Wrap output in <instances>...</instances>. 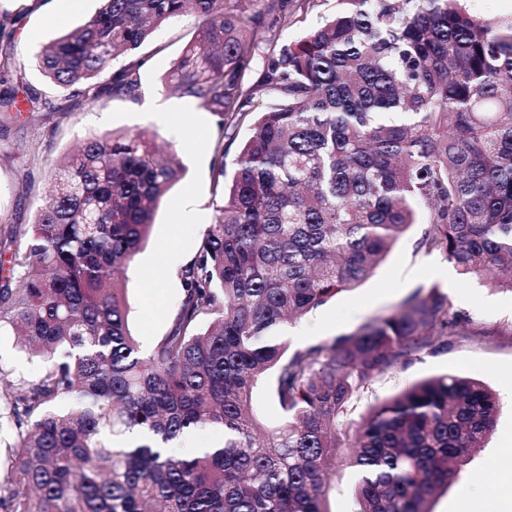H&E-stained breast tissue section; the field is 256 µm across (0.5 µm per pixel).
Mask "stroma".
<instances>
[{
  "label": "stroma",
  "mask_w": 512,
  "mask_h": 512,
  "mask_svg": "<svg viewBox=\"0 0 512 512\" xmlns=\"http://www.w3.org/2000/svg\"><path fill=\"white\" fill-rule=\"evenodd\" d=\"M335 6V0H296L280 43L296 39ZM98 7V0H83L79 10L57 21L54 0H0V12L20 15L12 38L0 37V61L11 64L9 70H0V96L10 94L20 102L33 93L42 99L38 111L0 117V259L10 260L22 247L50 187L51 170L65 154L92 136L135 131L155 135L163 150L177 154L185 173L161 199L147 244L126 273L129 328L146 353L169 330L183 295L180 269L167 264L165 249L172 244L184 261L194 257L219 198L214 149L223 145L224 172L233 175L238 146L249 128L221 134L215 115L165 88V73L196 31L197 19L190 13L159 27L138 50L144 61L138 100L115 96L94 102L50 84L37 61L39 48L82 25ZM163 103L172 113L167 125L149 117ZM185 209L194 210L192 223H178L177 215ZM422 230V225L413 226L363 284L284 326L280 334L293 349L327 342L389 314L417 288L440 284L453 309L470 316V333L444 352L417 356L377 377L355 401L351 417L359 419L376 400L435 373L481 380L498 396L495 430L457 485L435 498L434 512H464L459 495L464 486L473 490L480 512H501L497 488L512 460V294L491 289L481 277L463 280L442 254L418 251L415 242ZM39 372V364L17 346L12 330H0V381H32Z\"/></svg>",
  "instance_id": "1"
}]
</instances>
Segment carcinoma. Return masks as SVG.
Returning <instances> with one entry per match:
<instances>
[{"label": "carcinoma", "instance_id": "obj_1", "mask_svg": "<svg viewBox=\"0 0 512 512\" xmlns=\"http://www.w3.org/2000/svg\"><path fill=\"white\" fill-rule=\"evenodd\" d=\"M100 2L41 52L48 80L92 101L136 98V50L190 9L198 28L165 82L250 132L227 184L215 148L220 199L173 325L145 356L117 276L183 166L144 132L63 159L0 277V328L41 360L36 380L0 392L14 428L0 512H329L341 456L355 512H433L494 431L497 395L441 373L348 416L376 377L448 348L469 316L433 284L329 342L291 350L277 332L369 279L420 222L417 250L512 293V20L465 0H336L246 86L290 0ZM262 379L282 414L267 429L251 408ZM208 428L222 439L202 455L170 446Z\"/></svg>", "mask_w": 512, "mask_h": 512}]
</instances>
